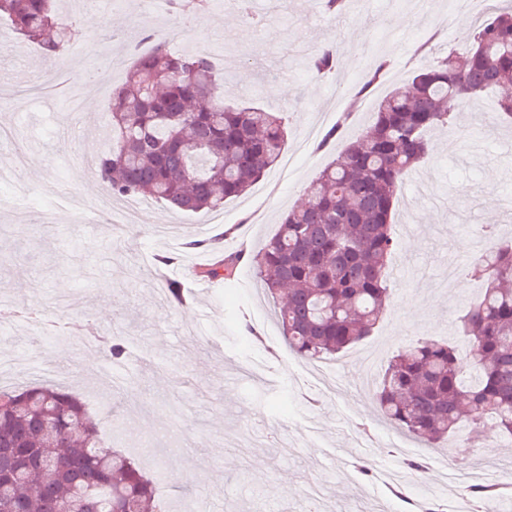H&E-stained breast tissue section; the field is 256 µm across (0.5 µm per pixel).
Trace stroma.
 Wrapping results in <instances>:
<instances>
[{
    "label": "stroma",
    "instance_id": "stroma-1",
    "mask_svg": "<svg viewBox=\"0 0 512 512\" xmlns=\"http://www.w3.org/2000/svg\"><path fill=\"white\" fill-rule=\"evenodd\" d=\"M60 17L77 34L61 64L44 60L39 47L24 42L9 22H0V130H18L33 189L21 208L0 206V283L5 298L46 307L41 332L29 320L14 319L0 334V356L26 354L51 370H68L67 385L91 412H99L102 450H142L143 464L160 474L163 498L178 502L177 512H195L202 491L218 492L224 512H337L345 501H366L371 512H414L425 500L424 486L440 483L447 469L466 473L471 450L448 443L429 448L384 421L372 393L390 359L420 338H453L458 317L479 294V285L459 274L446 280L441 267L445 247L460 250L466 225L505 221L512 198V125L481 126L494 113L495 98L479 99L460 113L462 137L446 150L443 131L433 133L435 148L417 172L407 173L395 201L390 307L359 350H376L368 382H361L354 353L332 359L342 392L320 388L314 363L287 346L251 259L277 231L288 209L305 196L311 180L347 142L363 133L377 101L405 87L415 51L455 48L465 52L466 33L479 21L457 15L451 28L438 25L448 0H425L422 8L406 0H376L349 7L340 19L325 13L320 0H251L264 19L253 27L233 0H216L203 16L172 14L165 0L146 11L143 0H119L104 14L93 0H57ZM97 27H87L88 18ZM167 34L174 50L197 48L216 54L224 70L226 102L259 98L275 112L291 114L283 158L291 166L271 167L246 194L222 209L179 214L152 198H142L137 223L121 218L92 220L57 208L59 197L87 200L100 193L84 167L85 142L101 144L110 124L112 89L131 64L136 41L130 25ZM340 44L333 76L319 78L306 61L330 41ZM23 53H16V46ZM118 61L110 85L82 83L96 108L78 120L70 98L56 94L48 74L64 67L79 75L100 55ZM391 68L372 92L354 106L352 118L330 150L305 138L313 111H328L339 84L368 74L380 59ZM56 213H49V206ZM222 235L223 254L242 253L233 282L214 281L202 297L195 290L198 268L215 262L209 251L185 253L198 226ZM158 253L179 255L177 264L156 267ZM181 282L188 295L181 307L168 305L166 281ZM93 322L128 346L147 364L127 360L122 385L101 380L103 366L87 338H66L69 328ZM294 446L279 452L280 438ZM423 462L425 471L407 468Z\"/></svg>",
    "mask_w": 512,
    "mask_h": 512
}]
</instances>
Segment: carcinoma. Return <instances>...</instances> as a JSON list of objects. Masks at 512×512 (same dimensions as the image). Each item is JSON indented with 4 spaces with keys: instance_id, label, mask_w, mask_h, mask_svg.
<instances>
[{
    "instance_id": "carcinoma-1",
    "label": "carcinoma",
    "mask_w": 512,
    "mask_h": 512,
    "mask_svg": "<svg viewBox=\"0 0 512 512\" xmlns=\"http://www.w3.org/2000/svg\"><path fill=\"white\" fill-rule=\"evenodd\" d=\"M213 0H168L184 15ZM59 58L75 36L55 0H0V20ZM463 56L450 49L419 65L412 92L391 90L360 137L309 183L307 206L289 211L252 261L272 295L286 290L278 320L288 348L320 359L371 334L388 307L392 214L403 176L432 150L429 132L452 129L456 114L497 94L512 121V6L493 10L470 34ZM130 47L124 82L112 93V125L94 174L119 198L147 194L184 212L213 211L244 194L280 157L284 118L261 106L224 103L222 72L207 52L170 49L146 32ZM338 48L319 47L309 69L331 74ZM240 257L207 269L228 280ZM467 271L481 296L458 317L457 336L422 338L388 362L373 400L382 417L431 448L463 423L476 432L494 418L512 439V239ZM124 343L105 341L120 362ZM467 360L464 372L460 361ZM97 421L59 385L0 391V512H172L156 480L130 455L97 451Z\"/></svg>"
}]
</instances>
